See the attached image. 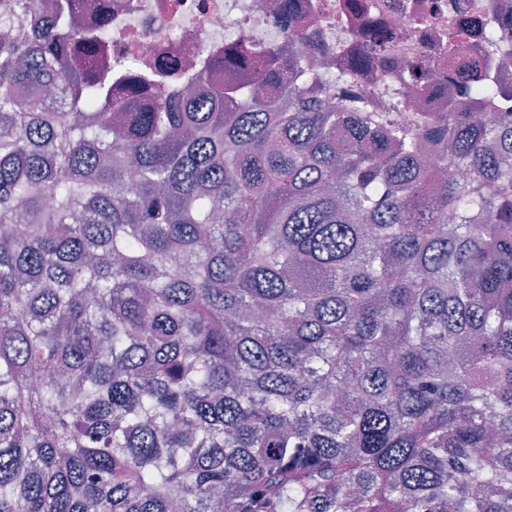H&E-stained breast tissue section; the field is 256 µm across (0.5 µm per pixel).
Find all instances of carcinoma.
Returning <instances> with one entry per match:
<instances>
[{"mask_svg":"<svg viewBox=\"0 0 512 512\" xmlns=\"http://www.w3.org/2000/svg\"><path fill=\"white\" fill-rule=\"evenodd\" d=\"M272 19L197 95L0 0V512H512V91L412 130Z\"/></svg>","mask_w":512,"mask_h":512,"instance_id":"obj_1","label":"carcinoma"}]
</instances>
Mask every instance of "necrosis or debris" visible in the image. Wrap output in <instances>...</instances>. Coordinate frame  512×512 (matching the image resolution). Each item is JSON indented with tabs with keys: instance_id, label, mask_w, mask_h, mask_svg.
Masks as SVG:
<instances>
[{
	"instance_id": "necrosis-or-debris-1",
	"label": "necrosis or debris",
	"mask_w": 512,
	"mask_h": 512,
	"mask_svg": "<svg viewBox=\"0 0 512 512\" xmlns=\"http://www.w3.org/2000/svg\"><path fill=\"white\" fill-rule=\"evenodd\" d=\"M112 4V40L105 53L113 71L130 62L150 66L163 55L207 64L229 44L250 48L283 40L268 11L273 0H81L80 15L95 22L104 2ZM304 17L314 19L317 38L328 51L343 49L355 25L347 0H296ZM369 23H387L396 31L388 52L395 58L425 55L436 60L448 43V21L480 18L500 31L512 25V0H368ZM369 94L361 109L388 112L402 124L415 120L404 103V75L366 77Z\"/></svg>"
}]
</instances>
